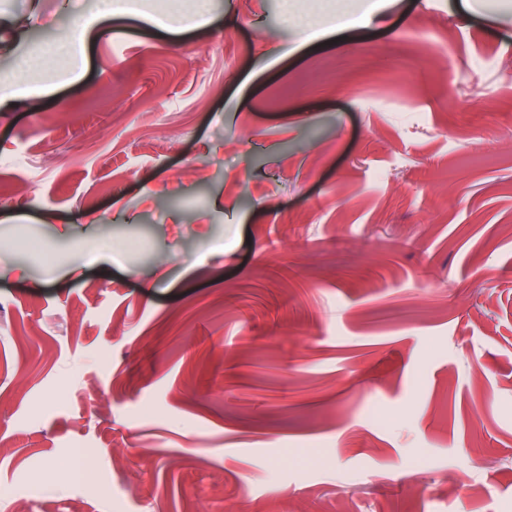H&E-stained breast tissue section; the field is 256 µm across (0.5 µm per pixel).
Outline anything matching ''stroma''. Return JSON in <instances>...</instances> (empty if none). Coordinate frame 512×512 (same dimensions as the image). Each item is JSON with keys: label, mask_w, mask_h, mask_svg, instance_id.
<instances>
[{"label": "stroma", "mask_w": 512, "mask_h": 512, "mask_svg": "<svg viewBox=\"0 0 512 512\" xmlns=\"http://www.w3.org/2000/svg\"><path fill=\"white\" fill-rule=\"evenodd\" d=\"M196 2L0 0V512H512V0ZM120 0H95L94 13L87 20L77 39L71 41L57 42L49 46V52L60 56H82V46L91 31L94 22L100 19L111 18L113 15L125 12V8L121 6Z\"/></svg>", "instance_id": "1"}]
</instances>
